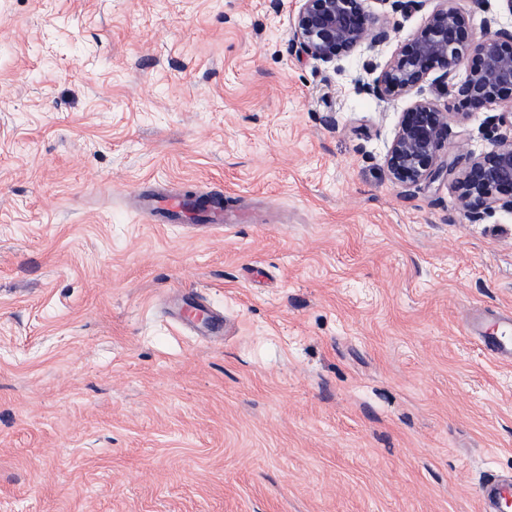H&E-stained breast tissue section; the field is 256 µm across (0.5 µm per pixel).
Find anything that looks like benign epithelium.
<instances>
[{"label": "benign epithelium", "instance_id": "1", "mask_svg": "<svg viewBox=\"0 0 512 512\" xmlns=\"http://www.w3.org/2000/svg\"><path fill=\"white\" fill-rule=\"evenodd\" d=\"M377 2L384 7L380 14L368 12L364 0H299L292 27L299 52L328 65L359 48L374 52L391 39V16L420 7L424 0ZM442 2L380 74L370 82L356 80V89L380 101L412 98L385 157L393 181L410 191L453 174L463 208L475 222L498 207L512 211V134L498 135L492 149L479 156L465 153L462 167L456 159L441 160L451 125L465 116L422 97V84L439 70L450 95L473 112L500 110L498 124L512 128V100L505 98L512 96V28L486 17L477 37L455 0ZM469 56L472 64L464 69Z\"/></svg>", "mask_w": 512, "mask_h": 512}]
</instances>
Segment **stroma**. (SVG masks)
<instances>
[{
    "label": "stroma",
    "instance_id": "obj_1",
    "mask_svg": "<svg viewBox=\"0 0 512 512\" xmlns=\"http://www.w3.org/2000/svg\"><path fill=\"white\" fill-rule=\"evenodd\" d=\"M438 5L330 66L297 0H0V512H480L512 475V363L465 326L512 313V212L405 193L410 101L355 89ZM146 180L242 218L148 219ZM184 304L177 316L183 324L196 326L199 335L209 341L224 337V315L212 308L205 297L193 293L186 297ZM510 496L512 497V476L489 473L479 489L481 512H503L502 504Z\"/></svg>",
    "mask_w": 512,
    "mask_h": 512
}]
</instances>
